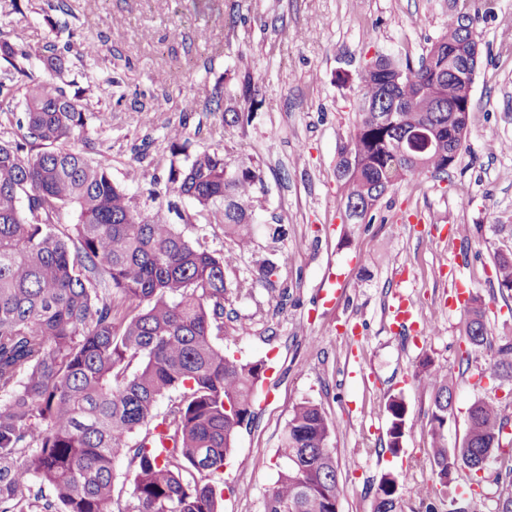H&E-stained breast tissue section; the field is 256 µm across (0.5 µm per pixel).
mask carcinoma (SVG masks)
<instances>
[{
    "mask_svg": "<svg viewBox=\"0 0 512 512\" xmlns=\"http://www.w3.org/2000/svg\"><path fill=\"white\" fill-rule=\"evenodd\" d=\"M476 16L457 12L417 65L379 56L360 73L357 120L336 162L341 204L351 224L369 223L383 196L407 179L448 173V149L460 151L467 129L448 127L461 98L466 58L448 50L467 40ZM43 48L47 75L25 86L26 110L7 103L29 54L0 31V512H219L222 489L210 477L224 468L241 425L255 420L254 395L265 363L229 357L215 343L224 330V269L250 244L252 201L264 191L250 161L229 163L203 152L185 165L181 131L170 132L165 194L141 199L113 181L102 152L84 138L88 106L56 76L64 53L95 56V45ZM404 79L395 83L396 72ZM241 109L212 95L207 112L251 122L260 107L251 77L242 80ZM436 130V145L402 153L414 130ZM188 197L222 211L234 248L217 255L172 223L192 215L172 198ZM70 209L76 222H59ZM499 287L512 290V253L495 265ZM465 333L491 352L495 376L512 381V339L494 342L479 297L467 310ZM431 390L429 434L434 463L423 498L446 491L456 467L496 454L512 457L509 419L501 406L475 401L460 446L444 431L453 408L448 381L430 360L418 366ZM180 392L166 410L159 402ZM388 448L403 437L407 407L389 398ZM332 428L320 405L298 403L285 427L277 479L264 512H339ZM128 460L132 491L123 501L114 462ZM402 479L381 478L373 512H393Z\"/></svg>",
    "mask_w": 512,
    "mask_h": 512,
    "instance_id": "obj_1",
    "label": "carcinoma"
}]
</instances>
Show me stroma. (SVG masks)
I'll return each instance as SVG.
<instances>
[{
  "instance_id": "obj_1",
  "label": "stroma",
  "mask_w": 512,
  "mask_h": 512,
  "mask_svg": "<svg viewBox=\"0 0 512 512\" xmlns=\"http://www.w3.org/2000/svg\"><path fill=\"white\" fill-rule=\"evenodd\" d=\"M463 7L478 17L481 44L454 166L441 178L398 183L373 223H343L336 159L356 120L360 72L380 54L417 61ZM71 8L70 26L102 51L82 60L67 53L64 78L83 91L85 136L116 183L133 192L165 186L175 127L186 132L187 156L248 158L265 180L253 201L251 243L225 272L216 343L264 360L267 370L256 420L214 478L225 489L221 512H263L284 427L304 400L320 405L333 427L340 512H371L388 472L403 477L402 512H448L452 498L471 512H498L508 463L500 456L478 477L457 469L446 496L421 499L432 474V395L416 371L430 359L452 389L449 446L461 444L475 400L512 416V382L492 377L490 352L468 344L466 308L443 306L456 289L479 296L494 337H512V291L499 288L495 273L497 253L512 252V0H71ZM58 29L47 0H28L21 13L0 0V30L29 52L33 76L43 74L40 54ZM247 75L262 103L249 124L205 111L213 93L239 99ZM188 95L197 111H182ZM142 147L147 154L136 159ZM178 204L196 216L181 227L186 238L219 255L231 247L210 210L188 198ZM268 265L274 274L259 281ZM329 287L331 304L323 299ZM397 291L432 334L397 333L388 317ZM395 395L407 417L393 452L385 405Z\"/></svg>"
}]
</instances>
